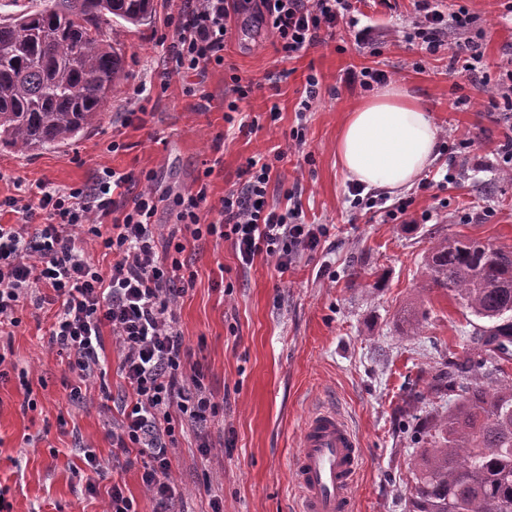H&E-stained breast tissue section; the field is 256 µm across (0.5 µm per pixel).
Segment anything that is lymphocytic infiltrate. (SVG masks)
I'll return each mask as SVG.
<instances>
[{"label":"lymphocytic infiltrate","mask_w":512,"mask_h":512,"mask_svg":"<svg viewBox=\"0 0 512 512\" xmlns=\"http://www.w3.org/2000/svg\"><path fill=\"white\" fill-rule=\"evenodd\" d=\"M252 3L274 31L275 51L284 60L324 42L338 24L353 28L359 23L351 0ZM240 8V0H184L166 47L172 71L199 74L223 65L231 15ZM408 23L406 36L421 40L432 54L444 46L449 30L463 34L465 51L453 53L449 64L469 81L477 80L481 54L468 34L471 17L465 9L448 15L438 0H414ZM272 171L269 156L250 157L242 187L225 193L216 224L202 221L206 184L175 195L178 223L165 234L154 221L161 198L150 172L142 175L144 187L128 207L118 206L116 197L133 177L108 167L89 186L60 189L39 183L0 202L22 216L21 223L0 224V329L18 326L15 312L24 300L55 306L49 344L66 355L70 371L82 379L105 363L103 332L111 330L134 395L116 445L144 455L141 480L157 512H167L172 491L170 449L178 418L203 422L215 410L199 374L183 372L188 350L174 315L184 294L174 285L184 268L181 233L196 241L220 236L242 266L263 253L283 270L302 252L315 250L326 234L323 226L302 222L301 208L269 204ZM98 247L113 255L109 272H102L90 255Z\"/></svg>","instance_id":"f902f5d3"}]
</instances>
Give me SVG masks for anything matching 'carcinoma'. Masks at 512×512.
I'll use <instances>...</instances> for the list:
<instances>
[{
    "instance_id": "1",
    "label": "carcinoma",
    "mask_w": 512,
    "mask_h": 512,
    "mask_svg": "<svg viewBox=\"0 0 512 512\" xmlns=\"http://www.w3.org/2000/svg\"><path fill=\"white\" fill-rule=\"evenodd\" d=\"M0 16V147L21 152L66 144L102 120L125 74L109 30L150 21L153 0H9ZM442 288L494 326L472 343L479 359L450 360L429 383L456 397L427 426L411 469L412 512H512V251L443 237L425 263ZM484 383H477V379Z\"/></svg>"
}]
</instances>
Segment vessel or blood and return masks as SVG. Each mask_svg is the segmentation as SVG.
<instances>
[{
  "mask_svg": "<svg viewBox=\"0 0 512 512\" xmlns=\"http://www.w3.org/2000/svg\"><path fill=\"white\" fill-rule=\"evenodd\" d=\"M293 460L297 512H353V489L363 464L357 434L334 408L313 412L299 434Z\"/></svg>",
  "mask_w": 512,
  "mask_h": 512,
  "instance_id": "obj_1",
  "label": "vessel or blood"
}]
</instances>
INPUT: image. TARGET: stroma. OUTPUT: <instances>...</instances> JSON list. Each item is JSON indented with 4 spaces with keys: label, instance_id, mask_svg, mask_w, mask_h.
<instances>
[{
    "label": "stroma",
    "instance_id": "35a3bbf8",
    "mask_svg": "<svg viewBox=\"0 0 512 512\" xmlns=\"http://www.w3.org/2000/svg\"><path fill=\"white\" fill-rule=\"evenodd\" d=\"M512 0H444L447 11L465 7L485 34L486 72L498 80L512 57ZM144 26H114L126 77L100 124L68 144L37 152L0 148V200L20 187L43 182L57 188L91 184L105 167L135 176L154 172L165 195L195 190L206 164V220L218 218L225 192L238 188L250 157L280 154L269 186L271 203L284 188L296 189L302 218L328 233L288 270L255 257L241 267L230 243L210 237L189 241L185 252L192 288L175 315L189 348V364L219 405L206 425H184L171 450L170 512H295L292 471L306 418L336 407L359 436L364 463L355 489V512H408L410 463L421 446L432 410L447 400H412L425 391L449 358H477L470 338L485 325L441 289L418 294L433 242L466 236L512 248V175L504 173L500 147L512 113L492 107L480 89L448 68L449 48L426 54L403 40L410 0H360V27L379 36L378 52L355 41L340 25L333 40L281 63L276 37L253 9L235 14L224 57L243 81L260 83L240 103L259 117L257 133L244 136L224 121L231 94L228 72L203 76L173 73L153 87L144 110L132 114L129 99L141 83L157 78L167 59L157 45L180 0H154ZM387 70L432 113L448 144L413 187L353 205L336 158V138L352 108L370 97L358 78L362 68ZM319 78L318 101L306 117L297 104L308 74ZM200 84L204 96L190 94ZM469 98L455 108L456 98ZM278 105L280 117L268 110ZM305 142L295 146L293 130ZM122 150L110 152L111 141ZM408 202L406 214L390 211ZM423 314V328L407 335L404 310ZM20 323L0 334V487L4 512H107L113 484L124 486L138 512H154L137 449L112 445L132 391L119 370L120 351L105 333L104 373L78 380L65 355L49 345L52 312L20 307ZM81 387L83 397L70 396ZM99 464L95 492H87L84 463Z\"/></svg>",
    "mask_w": 512,
    "mask_h": 512
}]
</instances>
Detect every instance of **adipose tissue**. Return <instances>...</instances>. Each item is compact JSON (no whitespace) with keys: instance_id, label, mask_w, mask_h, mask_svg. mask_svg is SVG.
<instances>
[{"instance_id":"obj_1","label":"adipose tissue","mask_w":512,"mask_h":512,"mask_svg":"<svg viewBox=\"0 0 512 512\" xmlns=\"http://www.w3.org/2000/svg\"><path fill=\"white\" fill-rule=\"evenodd\" d=\"M432 115L396 83L349 112L336 138L346 179L392 194L410 189L436 158Z\"/></svg>"}]
</instances>
